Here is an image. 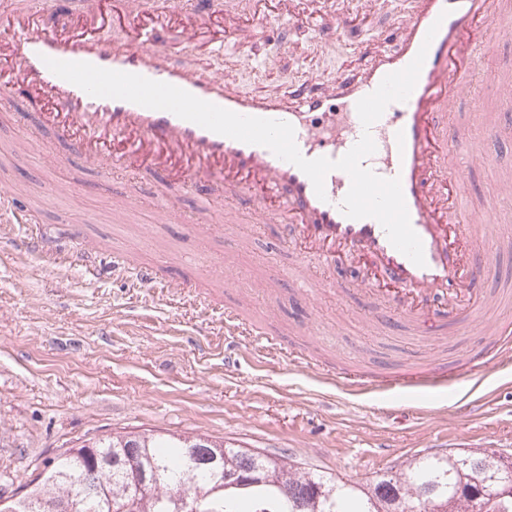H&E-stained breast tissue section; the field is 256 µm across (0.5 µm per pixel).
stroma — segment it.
I'll return each mask as SVG.
<instances>
[{
  "label": "stroma",
  "instance_id": "1",
  "mask_svg": "<svg viewBox=\"0 0 512 512\" xmlns=\"http://www.w3.org/2000/svg\"><path fill=\"white\" fill-rule=\"evenodd\" d=\"M394 14L371 9L346 38L311 50L309 28L296 29L282 53L274 35L240 36L223 54L179 47L175 65L215 70L230 86L254 95L287 93L308 77L330 79L359 70L377 32L397 39ZM512 72V34L501 32L479 66L474 95L457 99L452 120L482 112L512 127V98L488 89ZM25 98L0 112V146H13L0 187L24 189L46 228L59 237L62 256L72 233L136 264H162L155 288H134L91 263L56 265L24 254V233L0 223V497L35 478L48 458L78 442L113 431L163 430L208 435L245 448L286 454L342 480L363 482L403 461L451 449H488L512 455V368L411 396L370 391L352 395L298 362L310 351L339 366L394 371L407 362L460 359L474 335L444 340L413 335L391 321L369 328L377 301L355 288L343 266L319 276L345 286L306 300L287 266L272 224H252L245 200H226L238 221L239 241L223 229L198 237L180 225L157 222L150 178L125 171L105 178L71 156ZM491 163L470 176L473 201L512 175V140H485ZM78 194L65 191L68 183ZM135 190L137 209L124 223L112 219V201ZM232 258L230 285L206 273ZM268 326L277 343L224 333V316ZM487 397L476 417L460 415L463 399Z\"/></svg>",
  "mask_w": 512,
  "mask_h": 512
}]
</instances>
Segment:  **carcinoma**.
<instances>
[{"mask_svg":"<svg viewBox=\"0 0 512 512\" xmlns=\"http://www.w3.org/2000/svg\"><path fill=\"white\" fill-rule=\"evenodd\" d=\"M94 447L131 454L151 482L138 489L111 469H91L75 456L44 462V478L0 512H473L477 468L500 466L485 450L427 454L365 484L343 482L285 454L233 448L208 436L109 433ZM252 472L236 482L229 476ZM481 512H512V477L486 493Z\"/></svg>","mask_w":512,"mask_h":512,"instance_id":"cac0c4a2","label":"carcinoma"}]
</instances>
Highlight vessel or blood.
Here are the masks:
<instances>
[{
    "mask_svg": "<svg viewBox=\"0 0 512 512\" xmlns=\"http://www.w3.org/2000/svg\"><path fill=\"white\" fill-rule=\"evenodd\" d=\"M368 2L278 0L271 13L262 0H194L189 7L181 0H111L112 22L122 33L117 39L101 35L91 0H13L0 16V112L23 95L37 107L42 126L103 176L123 170L155 177L161 222L181 223L172 195L180 186L197 188L207 200L210 225L235 221L213 202L214 194L247 200L253 223L277 225L287 250L324 267L356 261L362 269L359 287L378 294L395 320L420 335L452 330L481 336L483 348L455 365L410 363L376 376L350 368L325 371L352 392L377 386L414 391L460 381L512 358V323L485 318L496 301L482 287L494 273L490 250L512 248V234L500 222L497 196L486 197L477 210L465 209L469 173L489 159L475 146L459 155V144L469 143L471 132L448 119L455 98L469 93L481 56L493 46L505 0H415L414 10L397 18L399 39L373 52L361 70L337 72L329 83L308 80L286 99L248 96L217 74L170 61L172 49L181 45L216 50L241 33L257 36L271 28L286 52L291 30L300 24L311 26L317 49L325 35L351 34ZM432 27L437 33L431 38ZM423 46L427 56L408 100L389 104L368 130L376 145L369 157L374 173L401 181L411 226L423 243L421 267L391 244L377 220L342 213L351 186L346 172L330 171L325 195L317 197L307 175L266 147L168 111L90 96L45 64L49 58L88 62L174 85L244 116L285 121L303 157L336 160L366 131L358 101L387 74L405 68ZM0 222L23 225L27 249L52 254L21 192L0 193Z\"/></svg>",
    "mask_w": 512,
    "mask_h": 512,
    "instance_id": "b4317fda",
    "label": "vessel or blood"
}]
</instances>
